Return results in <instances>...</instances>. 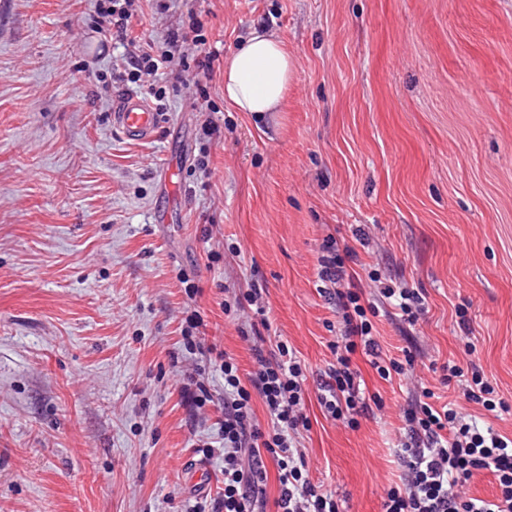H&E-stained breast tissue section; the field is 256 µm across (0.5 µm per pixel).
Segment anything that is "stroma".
Masks as SVG:
<instances>
[{
    "label": "stroma",
    "mask_w": 512,
    "mask_h": 512,
    "mask_svg": "<svg viewBox=\"0 0 512 512\" xmlns=\"http://www.w3.org/2000/svg\"><path fill=\"white\" fill-rule=\"evenodd\" d=\"M195 10L214 70L168 87L156 137L132 141L112 124L123 48L102 43L94 0H0V512H186L221 492L223 457L193 450L217 430L187 386L184 314L250 371L254 286L269 338L307 365L302 446L342 512H382L417 386L512 434V414L467 402L440 370L476 364L512 404V0ZM255 25L296 61L286 110L260 120L224 101L223 59ZM329 235L355 249L360 278L428 300L416 326L376 318L384 352L415 367L386 382L362 365L384 407L355 429L317 402L342 328L315 286ZM201 463L204 489L188 482Z\"/></svg>",
    "instance_id": "1"
}]
</instances>
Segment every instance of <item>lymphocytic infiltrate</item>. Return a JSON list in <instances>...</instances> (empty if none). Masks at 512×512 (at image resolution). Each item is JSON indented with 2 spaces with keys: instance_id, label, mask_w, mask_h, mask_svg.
I'll list each match as a JSON object with an SVG mask.
<instances>
[{
  "instance_id": "lymphocytic-infiltrate-1",
  "label": "lymphocytic infiltrate",
  "mask_w": 512,
  "mask_h": 512,
  "mask_svg": "<svg viewBox=\"0 0 512 512\" xmlns=\"http://www.w3.org/2000/svg\"><path fill=\"white\" fill-rule=\"evenodd\" d=\"M138 8L137 0H95L96 31L104 40L127 41L128 26ZM196 23L168 29L162 46L134 45L116 81L134 85L153 98L157 111L166 112V89L160 77L181 79L183 72L213 70L217 58ZM318 259L317 290L342 316L343 329L330 342L333 355L324 370L318 401L325 416L345 419L358 427L359 419L371 412L366 382L356 353H363L380 379L407 376L412 356L398 359L385 355L370 319L377 306L364 291L357 272L350 268L356 252L336 238H327ZM184 330L188 350L202 360L190 382L198 409L214 407L218 443H203L204 456L224 458V488L210 502H198L188 512H341L335 495L314 484L299 437L309 430L305 413L306 366L287 342L277 341L272 349L250 348L253 368L240 373L228 352L217 344L193 341L194 330L203 325L199 311H192ZM221 374L222 390H213L207 371ZM445 380L460 382L466 398L485 410L504 413L512 404L500 398L493 384L477 366L456 363L442 367ZM425 388L421 397L404 413L405 439L394 454L403 474L383 500V512H512V437L480 428L473 420L458 416L447 404L434 402ZM263 405L267 427L256 420V405ZM274 464L279 483L277 498L267 492V464ZM490 471L496 482L493 499L470 496L468 483L482 471Z\"/></svg>"
}]
</instances>
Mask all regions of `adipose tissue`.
Returning <instances> with one entry per match:
<instances>
[{"mask_svg":"<svg viewBox=\"0 0 512 512\" xmlns=\"http://www.w3.org/2000/svg\"><path fill=\"white\" fill-rule=\"evenodd\" d=\"M295 61L279 35L252 28L224 63V101L255 117L284 109Z\"/></svg>","mask_w":512,"mask_h":512,"instance_id":"1","label":"adipose tissue"}]
</instances>
